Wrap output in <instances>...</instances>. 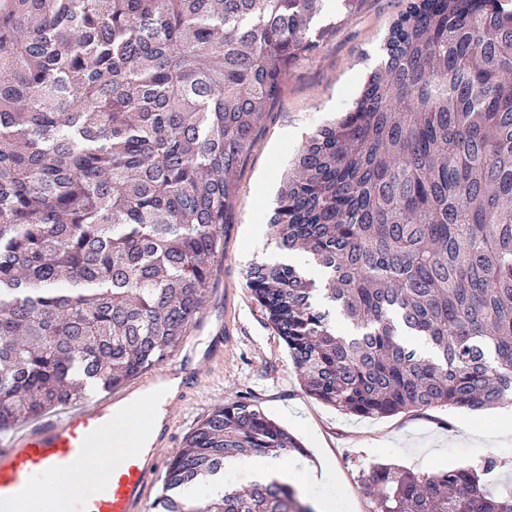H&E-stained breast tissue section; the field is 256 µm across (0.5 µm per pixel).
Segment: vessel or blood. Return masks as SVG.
Wrapping results in <instances>:
<instances>
[{
    "label": "vessel or blood",
    "instance_id": "obj_1",
    "mask_svg": "<svg viewBox=\"0 0 512 512\" xmlns=\"http://www.w3.org/2000/svg\"><path fill=\"white\" fill-rule=\"evenodd\" d=\"M140 388L136 382L32 420L0 441V512H15L16 504L31 496L36 477L46 472L89 475L93 487L65 508L55 497L43 496L38 512H153L150 490L162 468L160 456L128 446L117 450L112 443L122 403Z\"/></svg>",
    "mask_w": 512,
    "mask_h": 512
}]
</instances>
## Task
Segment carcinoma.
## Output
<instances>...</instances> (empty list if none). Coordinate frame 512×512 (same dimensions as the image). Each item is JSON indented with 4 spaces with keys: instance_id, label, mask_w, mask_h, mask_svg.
Here are the masks:
<instances>
[{
    "instance_id": "1",
    "label": "carcinoma",
    "mask_w": 512,
    "mask_h": 512,
    "mask_svg": "<svg viewBox=\"0 0 512 512\" xmlns=\"http://www.w3.org/2000/svg\"><path fill=\"white\" fill-rule=\"evenodd\" d=\"M316 0H0V429L163 361L203 306L242 158L334 28ZM353 109L308 137L253 262L305 393L346 415L512 401V13L409 0ZM328 302L352 326L336 330ZM425 339L423 352L406 337ZM302 451L245 397L171 458L160 512H311L279 480L193 504L224 459ZM368 471L374 512H512L481 480Z\"/></svg>"
}]
</instances>
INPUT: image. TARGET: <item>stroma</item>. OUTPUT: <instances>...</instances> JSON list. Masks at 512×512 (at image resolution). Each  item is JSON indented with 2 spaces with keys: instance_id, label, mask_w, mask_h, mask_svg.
<instances>
[{
  "instance_id": "stroma-1",
  "label": "stroma",
  "mask_w": 512,
  "mask_h": 512,
  "mask_svg": "<svg viewBox=\"0 0 512 512\" xmlns=\"http://www.w3.org/2000/svg\"><path fill=\"white\" fill-rule=\"evenodd\" d=\"M408 3L360 0L356 9L345 11L334 0H324L317 21L335 20V31L288 73L273 108L257 124L220 231L206 301L174 350L199 366L201 382L185 398L168 402L165 418L172 437L157 449L162 459L176 455L186 434L214 407L246 396L303 445V453L284 452L283 462L303 470L331 468L326 486L299 484L308 504L326 496L335 512H374L365 477L375 463L434 474L491 456L501 465L485 475V482L512 488V417L495 410L440 408L386 417L340 413L305 394L286 344L246 284L252 262L276 259L274 241L252 246L249 232L267 225L282 171L307 136L351 111L379 63L381 42ZM216 336L223 339V359L205 361Z\"/></svg>"
}]
</instances>
